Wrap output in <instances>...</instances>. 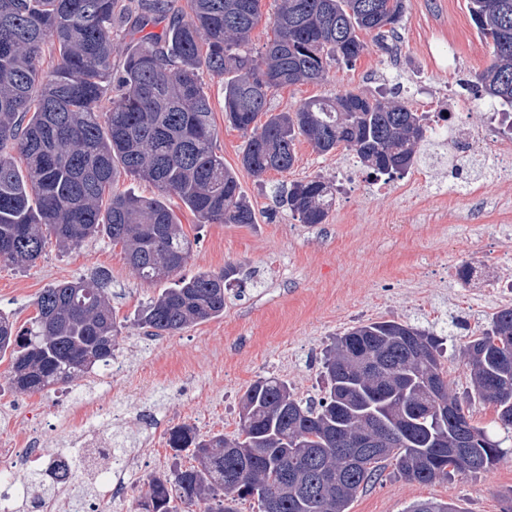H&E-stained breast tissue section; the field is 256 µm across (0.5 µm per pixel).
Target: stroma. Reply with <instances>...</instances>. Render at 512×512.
<instances>
[{
    "mask_svg": "<svg viewBox=\"0 0 512 512\" xmlns=\"http://www.w3.org/2000/svg\"><path fill=\"white\" fill-rule=\"evenodd\" d=\"M491 62L485 39L469 12V0H404L396 31L385 45L369 42L352 65L332 64L324 81L287 86L271 96L274 112L293 110L313 97L353 90L400 101L417 112L458 114L483 127L493 142L503 137L468 85ZM201 81L210 97L217 147L256 212L253 224H201L178 198H169L193 243L181 270L238 268L226 291L223 316L154 337L127 326L115 355L126 372H92L39 393L11 388L9 356L0 357V445L26 448L39 442L48 453L77 446L88 430L84 415L114 411L112 440L133 462L126 498L107 512H140L148 479L173 462L170 428L187 424L197 433H236L239 402L261 377L292 386L297 398L319 400L325 382L323 351L351 327L369 321H405L433 331L446 348L448 381L466 398V343L499 308L512 306V288L498 287L500 270L512 269V169L488 172L477 161L470 179L482 196L453 186L449 148L422 143L423 162L406 177L376 178L344 148L321 154L305 141L285 173L254 177L242 168L241 132L224 120V83L210 73ZM350 175L326 223L303 224L280 208L273 194L281 182L322 177L338 184ZM105 275L119 317L167 288L141 280L121 247L102 237L61 251L48 247L33 266L0 264V311L16 325L35 316V301L48 285ZM437 500L461 512H512V453L490 471L455 475L432 484L401 478L394 463L358 494L349 512H405L413 502Z\"/></svg>",
    "mask_w": 512,
    "mask_h": 512,
    "instance_id": "stroma-1",
    "label": "stroma"
}]
</instances>
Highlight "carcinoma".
Returning a JSON list of instances; mask_svg holds the SVG:
<instances>
[{"mask_svg": "<svg viewBox=\"0 0 512 512\" xmlns=\"http://www.w3.org/2000/svg\"><path fill=\"white\" fill-rule=\"evenodd\" d=\"M492 61L471 90L512 105V0H469ZM403 0H281L273 36L253 55L261 0H0V263L34 264L50 244L65 250L106 237L121 246L147 282L174 279L137 312L156 337L172 336L224 315V283L235 274L202 271L177 277L192 250L167 197L176 196L203 224H254L256 213L235 171L216 151L210 99L199 73L224 79L225 119L245 138L241 165L256 177L284 173L296 141L322 154L339 146L371 174L409 172L418 147L433 135L429 115L362 92L310 99L272 113L269 93L323 80L332 63H352L367 49L359 32L382 42L394 31ZM166 22L159 33L146 27ZM141 37L114 73L117 32ZM56 55L44 67L46 49ZM117 95L104 108L111 88ZM125 173L152 184L151 198L114 193ZM275 198L303 224H322L335 188L320 177L278 187ZM36 315L16 328L0 312V356L10 353L12 386L26 392L83 376L112 361L126 328L106 294L105 278L52 284ZM426 351L411 355L412 337ZM468 398L489 403L512 433V307L496 311L464 349ZM326 396L295 397L287 382L259 378L240 400L233 437L170 430L174 457L192 450L196 464H175L151 478L142 512H348L357 495L395 462L407 481L432 483L475 475L503 458L501 442L469 423L463 448H451L453 426L439 427L429 385L448 390L443 342L406 322L355 326L324 351ZM395 432L381 448L349 441L367 425ZM408 512H460L418 501Z\"/></svg>", "mask_w": 512, "mask_h": 512, "instance_id": "cac0c4a2", "label": "carcinoma"}]
</instances>
